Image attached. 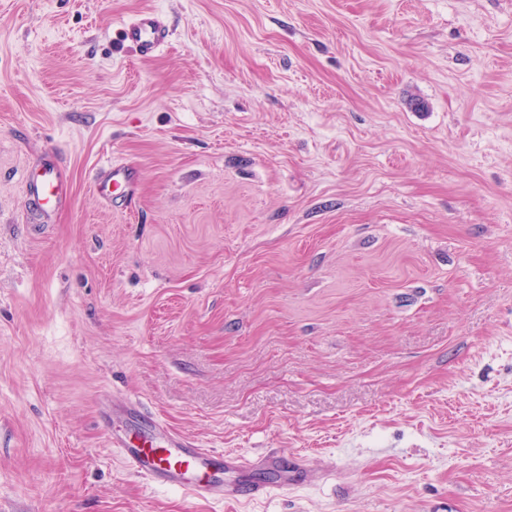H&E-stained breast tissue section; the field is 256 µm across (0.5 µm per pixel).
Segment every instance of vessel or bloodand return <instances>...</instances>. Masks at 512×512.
<instances>
[{
	"label": "vessel or blood",
	"mask_w": 512,
	"mask_h": 512,
	"mask_svg": "<svg viewBox=\"0 0 512 512\" xmlns=\"http://www.w3.org/2000/svg\"><path fill=\"white\" fill-rule=\"evenodd\" d=\"M121 36L141 58L149 59L167 45L170 29L158 14L144 11L122 21ZM24 185L30 208L43 220H54L71 202L69 177L55 148L46 149ZM93 189L111 206L129 207L136 195L137 169L128 162H112L95 177ZM109 442L126 469L152 487L209 503L262 500L299 484L318 483L325 476L302 458L278 452L248 458L201 447L151 417L136 435L113 432ZM258 469L269 471V479L254 478Z\"/></svg>",
	"instance_id": "1"
}]
</instances>
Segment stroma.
Returning a JSON list of instances; mask_svg holds the SVG:
<instances>
[{"mask_svg": "<svg viewBox=\"0 0 512 512\" xmlns=\"http://www.w3.org/2000/svg\"><path fill=\"white\" fill-rule=\"evenodd\" d=\"M107 393L327 475L156 489ZM0 512H512V0H0ZM121 36L143 59L157 55L168 43L169 27L152 11H143L135 17L122 20ZM27 202L45 221H52L70 205V184L55 148H47L38 166L25 177ZM93 189L112 207L128 208L136 195L137 169L128 162L112 161L94 178Z\"/></svg>", "mask_w": 512, "mask_h": 512, "instance_id": "obj_1", "label": "stroma"}]
</instances>
